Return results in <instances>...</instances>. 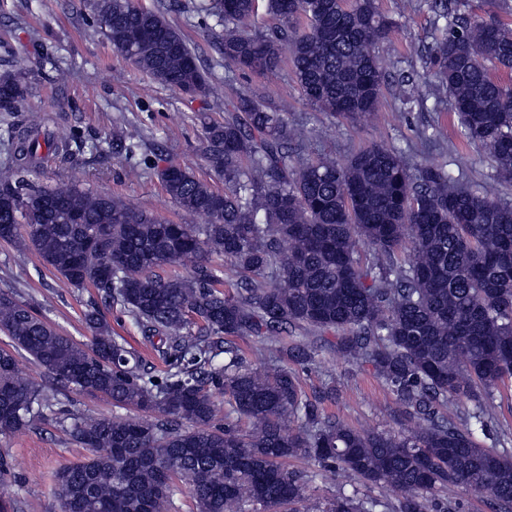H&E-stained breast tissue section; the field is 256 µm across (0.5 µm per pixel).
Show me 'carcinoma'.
Segmentation results:
<instances>
[{"instance_id":"1","label":"carcinoma","mask_w":512,"mask_h":512,"mask_svg":"<svg viewBox=\"0 0 512 512\" xmlns=\"http://www.w3.org/2000/svg\"><path fill=\"white\" fill-rule=\"evenodd\" d=\"M463 3L435 0L445 20L429 57L462 134L485 147L498 176L512 181V28L476 20ZM276 20L254 27L260 9ZM95 21L112 48L157 82L205 98L213 75L161 11L133 0H94ZM224 26L219 52L243 72L290 63L301 95L332 117L378 111L386 71L377 45L394 27L376 0H211ZM27 72L0 73V112L26 102ZM202 155L224 191L190 168L159 171L163 189L205 224H170L123 199L74 184L42 186L37 172L69 151L64 129L7 124L9 163L0 171V241L33 252L62 288H95L156 342L159 375L112 335L96 303L83 321L85 348L59 333L17 292L0 291V434L31 430L46 413L91 450L54 476L65 512H168L184 481L198 512H310L312 476L285 461L303 456L398 494L394 503L348 494L319 512H427L450 485L480 488L512 512V455L481 447L475 434L512 383V205L495 185L473 191L444 168L370 145L345 163L300 139L286 113L246 93L224 119L202 122ZM112 154L137 145L115 133ZM237 268L219 289L210 256ZM190 264L163 277L162 265ZM349 362L373 367L395 396L398 415L419 430L352 428L324 412L336 388L308 396L285 355L310 363L324 335ZM231 337L258 339L246 355ZM26 355L45 374L17 373ZM88 391L120 408L153 413H75L68 393ZM224 397L216 425L215 396ZM472 407L456 420L454 400ZM249 427L242 429L241 421Z\"/></svg>"}]
</instances>
